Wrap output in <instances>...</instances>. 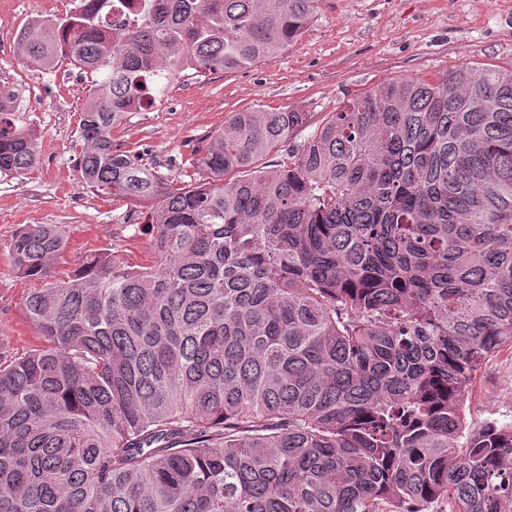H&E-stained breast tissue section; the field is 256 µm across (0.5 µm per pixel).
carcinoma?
<instances>
[{
	"instance_id": "cac0c4a2",
	"label": "carcinoma",
	"mask_w": 512,
	"mask_h": 512,
	"mask_svg": "<svg viewBox=\"0 0 512 512\" xmlns=\"http://www.w3.org/2000/svg\"><path fill=\"white\" fill-rule=\"evenodd\" d=\"M72 2L18 45L85 74L77 168L148 208L150 259L58 281L66 230L13 236L45 344L0 352V512H512V423L464 413L512 352V70L381 85L269 166L306 113L236 112L174 183L112 131L278 54L318 0ZM17 102L0 82L7 176L40 160Z\"/></svg>"
}]
</instances>
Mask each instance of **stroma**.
<instances>
[{"instance_id": "1", "label": "stroma", "mask_w": 512, "mask_h": 512, "mask_svg": "<svg viewBox=\"0 0 512 512\" xmlns=\"http://www.w3.org/2000/svg\"><path fill=\"white\" fill-rule=\"evenodd\" d=\"M70 0H0V81L19 90V109L38 135L40 161L22 176H0V350L20 356L42 345L24 300L37 281L12 267L7 245L27 224L64 225L68 251L52 269L66 278L81 256L108 249L126 264L147 260L149 240L134 232L142 207L90 190L75 165L86 100L81 71L67 62L46 70L17 48L31 20L66 14ZM463 65L512 69V0H320L301 38L254 67L184 77L160 103L114 129L120 149L147 153L179 178L171 160L206 147L233 112L296 111L302 144L328 115L381 83L435 79ZM472 422H512V354L492 357L475 375L465 404Z\"/></svg>"}]
</instances>
